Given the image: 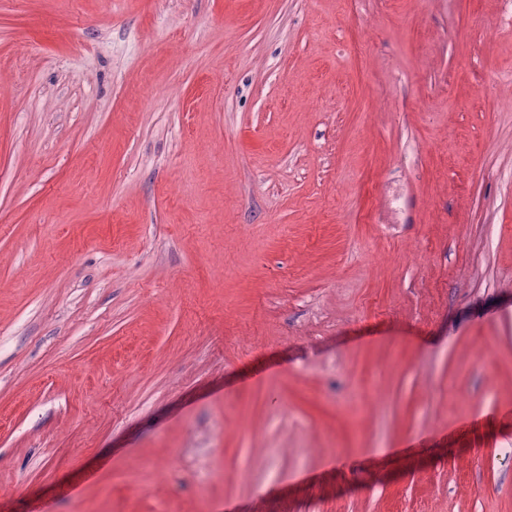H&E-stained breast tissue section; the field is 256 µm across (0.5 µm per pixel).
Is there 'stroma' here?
<instances>
[{"instance_id":"1","label":"stroma","mask_w":512,"mask_h":512,"mask_svg":"<svg viewBox=\"0 0 512 512\" xmlns=\"http://www.w3.org/2000/svg\"><path fill=\"white\" fill-rule=\"evenodd\" d=\"M502 8L0 0V512H512Z\"/></svg>"}]
</instances>
